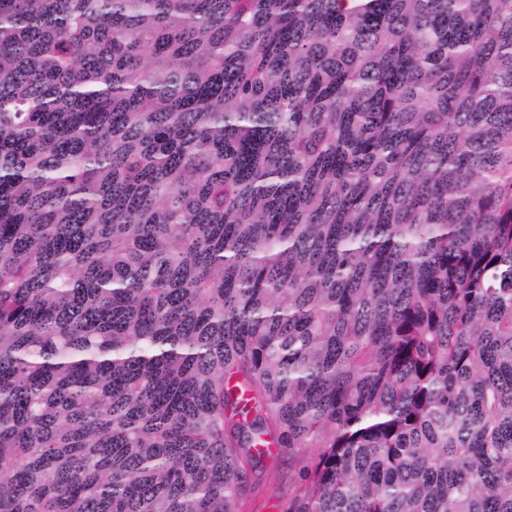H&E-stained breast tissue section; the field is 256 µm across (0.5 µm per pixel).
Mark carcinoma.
<instances>
[{"label":"carcinoma","instance_id":"cac0c4a2","mask_svg":"<svg viewBox=\"0 0 512 512\" xmlns=\"http://www.w3.org/2000/svg\"><path fill=\"white\" fill-rule=\"evenodd\" d=\"M512 512V0H0V512ZM267 472L262 477L259 486L249 501L246 512H277L270 507L276 502V498L287 500L292 493L288 481H280L278 472L288 467V454L278 458H271L266 462Z\"/></svg>","mask_w":512,"mask_h":512}]
</instances>
